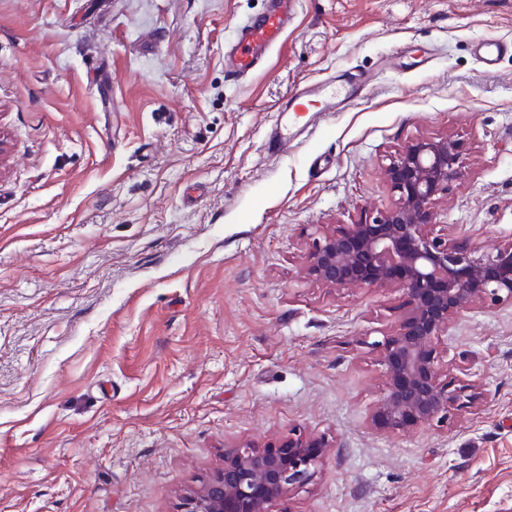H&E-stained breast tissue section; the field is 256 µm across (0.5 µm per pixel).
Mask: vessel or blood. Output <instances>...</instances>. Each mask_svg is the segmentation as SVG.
<instances>
[{
	"label": "vessel or blood",
	"mask_w": 512,
	"mask_h": 512,
	"mask_svg": "<svg viewBox=\"0 0 512 512\" xmlns=\"http://www.w3.org/2000/svg\"><path fill=\"white\" fill-rule=\"evenodd\" d=\"M294 5L295 0H271V6L265 13L242 27L236 54L227 65L229 73L235 76L249 74L279 44ZM365 90L366 84L360 78L349 81L345 93L340 96L332 92L324 93L322 85L312 84L290 98L286 109L290 112L299 111L305 100L321 94L325 97L320 106L321 111L333 112L363 98Z\"/></svg>",
	"instance_id": "vessel-or-blood-1"
}]
</instances>
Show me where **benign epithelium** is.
<instances>
[{
	"instance_id": "benign-epithelium-1",
	"label": "benign epithelium",
	"mask_w": 512,
	"mask_h": 512,
	"mask_svg": "<svg viewBox=\"0 0 512 512\" xmlns=\"http://www.w3.org/2000/svg\"><path fill=\"white\" fill-rule=\"evenodd\" d=\"M463 146L448 136L402 148L386 167L396 202L368 219L325 227L313 239L306 277L333 288L393 287L407 296L396 333L382 343L386 385L371 415L380 431L413 432L470 402L442 380L436 351L451 322L472 308L512 305V243L490 252L433 234L432 206L460 175ZM324 437L295 430L277 443L224 449V466L183 497L180 512H270L272 503L313 481Z\"/></svg>"
}]
</instances>
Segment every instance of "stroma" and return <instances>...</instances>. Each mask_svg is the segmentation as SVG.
<instances>
[{
  "label": "stroma",
  "mask_w": 512,
  "mask_h": 512,
  "mask_svg": "<svg viewBox=\"0 0 512 512\" xmlns=\"http://www.w3.org/2000/svg\"><path fill=\"white\" fill-rule=\"evenodd\" d=\"M267 0H0V512H178L226 446L330 444L272 512H512V306L438 344L469 407L372 428L402 289L305 278L326 224L397 199L421 137L463 145L435 233L512 243V0H299L246 77ZM404 46L395 55L396 46ZM370 82L271 155L298 85ZM270 1L271 6L265 13L251 19L241 29L236 54L226 63L228 72L235 77L249 74L280 43L296 0Z\"/></svg>",
  "instance_id": "stroma-1"
}]
</instances>
